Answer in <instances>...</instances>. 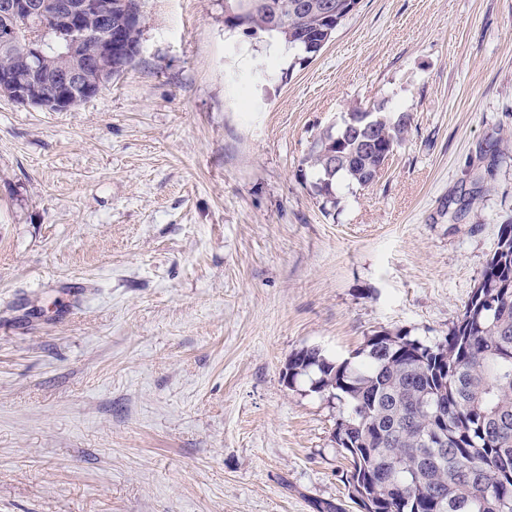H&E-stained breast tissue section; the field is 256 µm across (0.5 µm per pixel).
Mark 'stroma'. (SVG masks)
Here are the masks:
<instances>
[{
	"mask_svg": "<svg viewBox=\"0 0 512 512\" xmlns=\"http://www.w3.org/2000/svg\"><path fill=\"white\" fill-rule=\"evenodd\" d=\"M64 112L0 97V512H359L289 356L444 340L512 222V0H360L294 64L224 0H139ZM405 112L365 189L314 139Z\"/></svg>",
	"mask_w": 512,
	"mask_h": 512,
	"instance_id": "35a3bbf8",
	"label": "stroma"
}]
</instances>
